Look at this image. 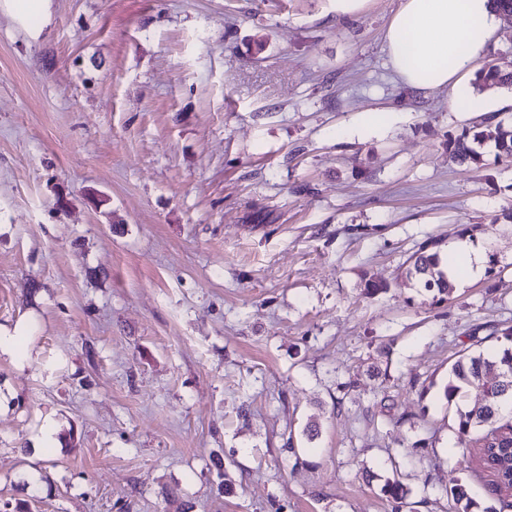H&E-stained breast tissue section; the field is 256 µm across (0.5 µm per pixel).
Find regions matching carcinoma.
Returning <instances> with one entry per match:
<instances>
[{"label": "carcinoma", "mask_w": 512, "mask_h": 512, "mask_svg": "<svg viewBox=\"0 0 512 512\" xmlns=\"http://www.w3.org/2000/svg\"><path fill=\"white\" fill-rule=\"evenodd\" d=\"M475 86L512 90V70L496 64H484L476 72ZM493 139L496 156L512 159V128L496 124V133L489 136L482 131L465 129L448 140V154L459 164H477L482 161L481 146ZM447 259L442 257V241L431 239L423 243L406 261L405 277L433 294V301L442 303L454 292L448 278ZM448 404L455 406L451 425L457 444L473 448L478 458L494 456L493 472L489 473L494 491H500L497 478L512 470V347L497 356L481 352L465 355L448 369L444 388ZM381 493L400 510L408 490L397 478H388ZM448 512H475L477 502L467 482H459L445 491Z\"/></svg>", "instance_id": "1"}]
</instances>
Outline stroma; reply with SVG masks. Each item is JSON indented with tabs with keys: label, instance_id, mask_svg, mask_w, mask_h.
Masks as SVG:
<instances>
[{
	"label": "stroma",
	"instance_id": "obj_1",
	"mask_svg": "<svg viewBox=\"0 0 512 512\" xmlns=\"http://www.w3.org/2000/svg\"><path fill=\"white\" fill-rule=\"evenodd\" d=\"M399 3L0 11V325L36 320L0 358V506L391 512V476L412 512L462 479L496 502L442 388L512 325V161L449 159L485 114L395 79ZM469 224L489 263L434 303L404 264Z\"/></svg>",
	"mask_w": 512,
	"mask_h": 512
}]
</instances>
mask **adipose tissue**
<instances>
[{
    "mask_svg": "<svg viewBox=\"0 0 512 512\" xmlns=\"http://www.w3.org/2000/svg\"><path fill=\"white\" fill-rule=\"evenodd\" d=\"M491 0H402L385 32L388 62L410 90H448L456 111L472 110L466 81L497 41Z\"/></svg>",
    "mask_w": 512,
    "mask_h": 512,
    "instance_id": "adipose-tissue-1",
    "label": "adipose tissue"
}]
</instances>
